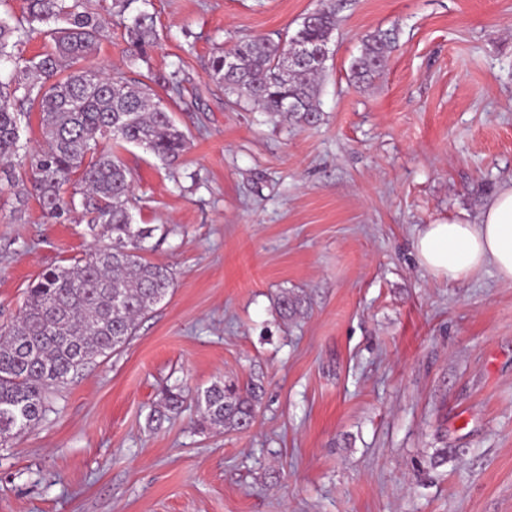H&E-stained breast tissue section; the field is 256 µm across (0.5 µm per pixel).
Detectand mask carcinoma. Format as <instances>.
<instances>
[{
  "label": "carcinoma",
  "mask_w": 512,
  "mask_h": 512,
  "mask_svg": "<svg viewBox=\"0 0 512 512\" xmlns=\"http://www.w3.org/2000/svg\"><path fill=\"white\" fill-rule=\"evenodd\" d=\"M146 0H111L107 11L124 27L130 61L148 62L160 39L155 16L137 6ZM336 9L325 6L303 18L297 31L255 37L229 49L237 59L224 69V52L210 58L212 79L236 101H248L293 125L321 119L319 78L332 42ZM35 32L47 39L45 50L21 59L18 46ZM97 0H25L21 16H0V185L16 189L14 221L24 219L29 180L43 212L60 219L81 207L93 236L107 235L98 247L72 265L45 271L28 290L17 318L0 329V442L43 421L50 412V389L75 379L85 367L122 348L138 323L172 286L168 266L143 256L144 243L157 228L132 223L129 170L106 141L118 148L136 145L173 163L187 147V135L167 107L154 99L151 84L181 96L179 70L145 75L131 82L88 64L104 36ZM295 42L309 46L300 65L285 60ZM394 34L377 30L362 39L351 63L359 83H370L386 68ZM294 104L288 110V104ZM39 114L46 147L14 159L20 148L21 117ZM79 175L81 198L61 189ZM303 299L284 292L281 317L302 312ZM259 386L235 379L215 382L195 399L203 420L228 430L253 424Z\"/></svg>",
  "instance_id": "carcinoma-1"
}]
</instances>
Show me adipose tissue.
<instances>
[{"label": "adipose tissue", "mask_w": 512, "mask_h": 512, "mask_svg": "<svg viewBox=\"0 0 512 512\" xmlns=\"http://www.w3.org/2000/svg\"><path fill=\"white\" fill-rule=\"evenodd\" d=\"M414 250L420 265L436 277L460 280L489 266L499 282L512 285V184L489 200L479 222L427 225Z\"/></svg>", "instance_id": "1"}]
</instances>
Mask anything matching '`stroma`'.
Here are the masks:
<instances>
[{
  "label": "stroma",
  "instance_id": "stroma-1",
  "mask_svg": "<svg viewBox=\"0 0 512 512\" xmlns=\"http://www.w3.org/2000/svg\"><path fill=\"white\" fill-rule=\"evenodd\" d=\"M331 0H149L154 91L189 143L166 164L131 146L145 256L174 285L121 351L50 396L0 444V512H512V285L448 281L413 248L426 225L476 222L512 180V0H347L320 121L228 104L216 49L292 33ZM392 29L384 76L350 80L362 38ZM110 18L93 66L128 79ZM0 187V325L43 270L87 257L81 212L14 223ZM292 291L304 315L283 319ZM262 383L253 425L200 426L166 388ZM448 461L435 466L437 449Z\"/></svg>",
  "mask_w": 512,
  "mask_h": 512
}]
</instances>
